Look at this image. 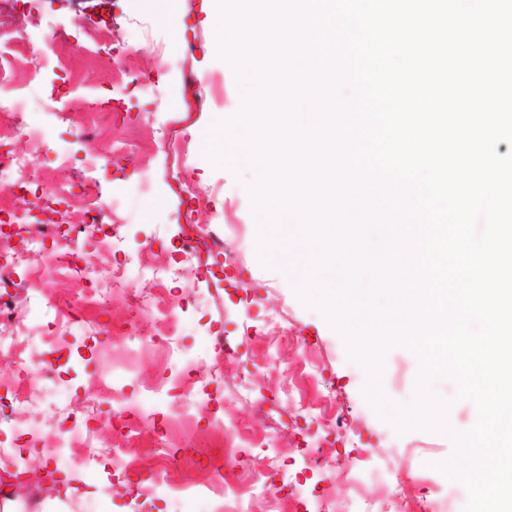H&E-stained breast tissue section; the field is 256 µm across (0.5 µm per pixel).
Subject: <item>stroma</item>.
<instances>
[{"label": "stroma", "instance_id": "1", "mask_svg": "<svg viewBox=\"0 0 512 512\" xmlns=\"http://www.w3.org/2000/svg\"><path fill=\"white\" fill-rule=\"evenodd\" d=\"M0 9L15 15L14 23L0 26V61L8 65L13 87L30 99L28 119L48 143L42 187L51 209H81L80 184L94 182L112 206L133 267L148 258L178 260L174 246L193 224L208 226L222 242L219 249L202 251L174 285L176 293L195 294L183 314L184 363L160 347L112 345L105 326L97 336L67 337L58 392L89 402L92 375L103 370L139 398L137 382L112 368L128 360L153 377H182L190 370L206 375L209 385L200 400L220 396L225 415L246 419L259 409L266 420L268 447L242 448L237 455L243 466L256 467L265 485L251 498L250 512H287L291 487L323 501L326 512H417L422 496L447 500L448 512H463L467 496L455 495V483L436 469L452 456V441L424 429L397 434L367 404L364 371L348 361L343 339L323 314L300 301L294 272L259 261L258 224L246 189L253 169L217 167L206 156L204 139L212 123L234 116L242 105L234 70L218 56L213 0H185L178 32L150 0H0ZM63 44L79 51L73 68H61L49 53ZM160 46L167 55H156ZM131 64L148 72L147 84L116 83ZM189 73L200 78L203 101L186 88ZM81 112L102 113L112 128L111 140L98 142V154L109 153L112 139L137 145L171 129L182 133L183 146L175 153L158 143L147 167L135 159L95 164L77 134ZM61 156L68 160L63 168ZM185 177L214 188L207 206L188 209L178 188ZM228 252L236 258L230 266L224 263ZM218 329L237 344L238 354L214 372L211 335ZM419 368L409 349H389L385 394L408 400ZM13 425L14 432L0 431V445L12 446L15 433L27 435L33 444L21 451L24 469L52 475L71 489L53 512H83L89 505L97 512H209L207 496L173 502L145 472L129 475L136 491L114 492L109 446L97 448L100 465L93 470L72 463L68 450L58 447L59 434L72 425L65 413L36 406L14 413ZM311 448L322 451L321 467L309 463Z\"/></svg>", "mask_w": 512, "mask_h": 512}]
</instances>
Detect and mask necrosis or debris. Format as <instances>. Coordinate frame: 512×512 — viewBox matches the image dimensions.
Instances as JSON below:
<instances>
[{"label": "necrosis or debris", "instance_id": "1", "mask_svg": "<svg viewBox=\"0 0 512 512\" xmlns=\"http://www.w3.org/2000/svg\"><path fill=\"white\" fill-rule=\"evenodd\" d=\"M27 109L21 96H0V129H8L15 138L26 139L29 144L22 153L0 150V180L9 181L8 191L0 196V240L18 238L22 251L44 258L48 276L56 279L59 286L48 290L33 283L31 276H16L12 258L0 251V362L11 361L21 371L19 378L0 389V395L18 410L40 404L58 410L63 403L55 393L36 389L37 384L53 378L55 370L35 358V322H46L59 337L96 335L99 311L114 297L126 294L138 278L146 292L129 306L125 321L113 327L111 341L125 343L134 337L142 345L161 344L177 359L181 356L183 299L170 287L179 277L176 266L144 263L134 270L115 263L100 271L78 262L72 245L82 234H89L95 247L114 253L120 247V236L109 224L111 209L93 187H86L84 207L78 217L65 216L56 224L34 221L33 213L41 209L42 197L30 194L28 185L40 177L39 163L47 142L28 124ZM73 281L81 282V290L70 289ZM147 312L155 315V331L135 337L136 326ZM97 389L100 398L112 408L113 424L95 428L84 422L64 431L60 445L70 449L72 455L93 460L100 441L108 438L119 450L113 459L117 472H126L133 464L149 466L156 471L158 486L168 497L180 499L205 491L212 502V512H225L229 499L241 507L250 500L252 484L248 477L237 473L236 455L239 445L250 439L253 426L262 424L261 415H254L249 422L225 420L217 431L198 435V455L212 466L205 482L200 483L189 480L181 462L164 451L176 432L190 433L195 429L194 418L201 404L193 398L194 384H186L184 405L167 416L162 425L134 405L124 387L114 384L110 375L98 377Z\"/></svg>", "mask_w": 512, "mask_h": 512}]
</instances>
